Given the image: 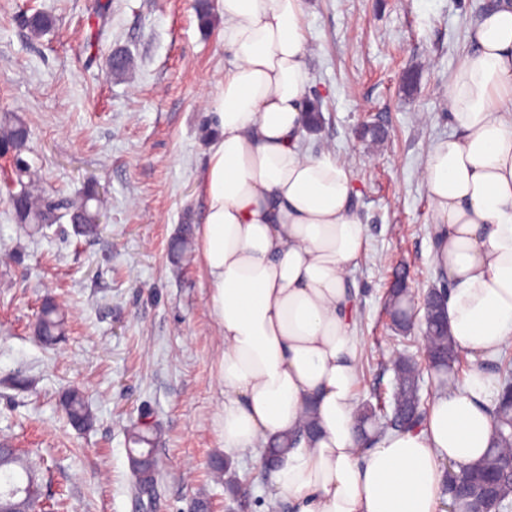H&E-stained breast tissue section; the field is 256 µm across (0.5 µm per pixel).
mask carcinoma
Instances as JSON below:
<instances>
[{"label": "carcinoma", "mask_w": 512, "mask_h": 512, "mask_svg": "<svg viewBox=\"0 0 512 512\" xmlns=\"http://www.w3.org/2000/svg\"><path fill=\"white\" fill-rule=\"evenodd\" d=\"M26 27L32 35L40 36L54 24L53 18L39 10L25 16ZM29 129L25 121L10 115L0 121V147L11 150L16 155L15 172L18 177L31 174L30 163L22 157L28 141ZM98 191L89 185L82 195L74 198H37L29 189L9 195V204L14 218L19 224H30L36 228L59 222L69 217L76 234L86 238L98 235L102 228L99 208L92 205L97 200ZM407 273L399 274L388 292V305L391 311L392 327L397 334L407 337L413 323L407 309ZM65 320L59 306L49 300L43 303L37 315V328L41 337L51 342L64 331ZM425 349L423 361L435 368L448 371V387L453 388V380L459 378V367L464 355L452 342L443 304L427 295L424 316L420 323ZM496 372L501 381V392L493 403L492 416L495 421V437L491 448L478 463L460 467L456 472V483L445 485V493L452 499L457 487L468 486L473 499L484 494L483 485L478 475L493 471L497 474V498L502 504H508L512 498V470L503 465V456L507 449H512V361L496 362ZM395 385L391 400L377 398L372 403L365 401L357 408L356 428L361 443L368 442V437L388 430L405 431L421 425L427 404L420 394V364L410 354L400 353L392 360ZM392 411H387V407ZM62 411L68 421L76 427H84L92 420L82 392L76 388L68 390L62 400ZM155 429L147 424H135L128 430L129 443L139 447V456L130 458L138 464L133 470L135 487L138 493L148 492L156 485L157 463L144 460L153 450ZM288 441L275 439L266 446L263 457L268 459L267 469L277 468L284 455ZM44 471L39 463L28 453L13 448L0 450V503H16V496H24L19 502L22 512H51L53 505L44 500L42 485Z\"/></svg>", "instance_id": "1"}]
</instances>
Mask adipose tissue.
Returning a JSON list of instances; mask_svg holds the SVG:
<instances>
[{
  "mask_svg": "<svg viewBox=\"0 0 512 512\" xmlns=\"http://www.w3.org/2000/svg\"><path fill=\"white\" fill-rule=\"evenodd\" d=\"M224 77L197 230L221 331L217 412L228 454L263 452L314 419L272 476L293 512H441L446 465L478 462L500 390L485 363L512 345V0L474 24L448 83L455 130L422 165L450 290L448 330L474 362L422 426L359 452L355 290L365 227L349 172L305 144L304 0H221Z\"/></svg>",
  "mask_w": 512,
  "mask_h": 512,
  "instance_id": "adipose-tissue-1",
  "label": "adipose tissue"
}]
</instances>
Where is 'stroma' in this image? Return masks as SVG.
I'll return each instance as SVG.
<instances>
[{
    "instance_id": "35a3bbf8",
    "label": "stroma",
    "mask_w": 512,
    "mask_h": 512,
    "mask_svg": "<svg viewBox=\"0 0 512 512\" xmlns=\"http://www.w3.org/2000/svg\"><path fill=\"white\" fill-rule=\"evenodd\" d=\"M0 0V116L20 115L25 154L41 194L72 196L88 180L106 222L96 238L69 220L32 234L6 203L0 160V444L44 458L63 512H290L273 498L261 457L235 458L237 487L211 473L223 459L216 413L219 330L198 247L181 258L173 241L195 234L205 201L201 177L213 133L206 100L224 76L220 0ZM312 45L308 94L322 123L308 146L331 148L350 171L367 228L366 254L351 272L359 292L357 401L392 389L394 354L416 353L419 331L397 337L386 293L396 269L415 299L445 288L432 262L431 210L421 168L453 129L448 81L470 49L484 0H304ZM53 28L32 36L24 13ZM131 70L110 75L111 55ZM55 297L63 336L34 333L38 308ZM78 388L92 413L71 426L59 395ZM155 425L160 473L152 506L138 502L127 431Z\"/></svg>"
}]
</instances>
